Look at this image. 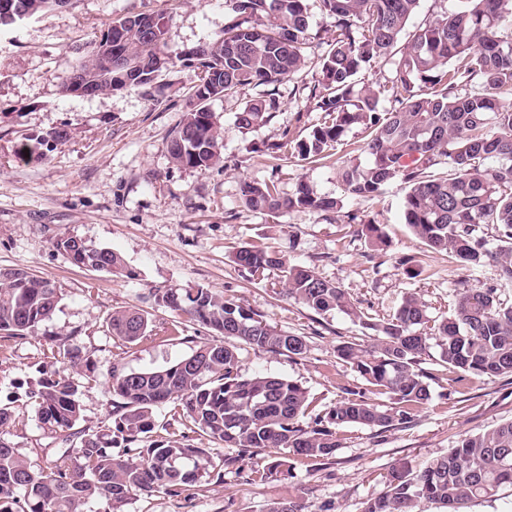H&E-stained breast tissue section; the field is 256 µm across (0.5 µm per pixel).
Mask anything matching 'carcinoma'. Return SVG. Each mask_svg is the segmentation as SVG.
I'll return each mask as SVG.
<instances>
[{
  "label": "carcinoma",
  "mask_w": 512,
  "mask_h": 512,
  "mask_svg": "<svg viewBox=\"0 0 512 512\" xmlns=\"http://www.w3.org/2000/svg\"><path fill=\"white\" fill-rule=\"evenodd\" d=\"M333 20L336 38L325 42L312 33L307 0H224L234 18L211 42L181 57L209 78L207 94L232 97L256 84L274 85L301 69L313 56L322 78L309 89L321 122L296 144L304 160L329 157L328 148L354 125L371 130L364 150L370 162H343L340 178L352 200L375 197L392 179L409 184L403 217L431 253H451L463 269L489 267L497 285L456 293L454 312L438 320L414 296L405 297L390 318L370 324L377 332L369 344L356 340L336 346V358L364 382L390 394L392 406L369 403L365 392L344 389L325 414L308 415L309 393L301 384L272 374L242 373L240 350L246 346L271 354L302 358L308 339L282 334L261 315L208 288H155V305L180 311L224 334L229 342L203 343L169 367L133 371L114 366L105 393L120 399L112 406V425L95 430L80 426L79 388L66 370L44 375L30 386L39 420L71 443L50 467L33 469L6 438L13 415L0 407V512H83L95 501L100 512H123L141 495L180 496L211 474L207 449L189 436L151 439L154 412L166 403L178 410L174 420L191 432L237 449L243 457L255 448H282L293 456L329 459L341 448L339 430L358 425L386 432L411 423L430 400L429 384L418 369L422 356L437 347L454 383L472 376L512 375V302L500 288L512 284V0H454L435 22L417 32L400 56L394 47L419 0H321ZM169 29L146 38L126 31L118 44L129 73V86L149 93L161 47ZM392 60L391 76L371 90L356 87L357 74L377 59ZM102 93L114 84L97 43L76 65ZM173 132L169 154L181 167L207 170L222 162L223 132L216 116L199 103ZM390 108L379 111L380 99ZM274 102L252 100L237 113L241 129H255L268 118ZM67 126L30 136L19 158L40 161L68 140ZM444 164L447 178L425 170ZM244 205L276 213L307 209L339 212V198L318 195L305 183L282 195L273 182H245ZM494 235H489V230ZM362 236L374 251L388 242L380 225L363 224ZM56 249L77 266H100L113 274L126 270L123 257L74 237L59 238ZM235 262L253 278L279 271L288 296L319 314L340 311L360 320L362 312L335 283L313 269L254 244L236 251ZM61 300L49 280L22 267H0V338L29 335L49 319ZM148 312L129 308L112 313V337L134 344L147 335ZM55 354L78 359L90 381L95 363L69 344ZM292 476L278 458L251 471L249 484ZM512 486V421L486 432L462 436L448 454L418 470L392 467L384 488L364 502L362 512H425L437 504L460 512L469 501H493L500 488Z\"/></svg>",
  "instance_id": "carcinoma-1"
}]
</instances>
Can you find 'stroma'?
Listing matches in <instances>:
<instances>
[{
	"instance_id": "obj_1",
	"label": "stroma",
	"mask_w": 512,
	"mask_h": 512,
	"mask_svg": "<svg viewBox=\"0 0 512 512\" xmlns=\"http://www.w3.org/2000/svg\"><path fill=\"white\" fill-rule=\"evenodd\" d=\"M141 12L166 14L163 54L174 61L217 38L231 19L224 0H71L0 27V267L27 268L61 292L56 311L35 333L0 339V406L13 411L10 439L36 469L50 465L61 443L43 428L26 392L39 372L54 371L49 356L60 339L96 364L93 387L83 368L70 371L82 387L83 423L92 428L112 422L102 388L112 365L159 369L200 343L223 342L219 332L186 315L153 306L154 288H208L241 302L282 333L309 337L310 350L302 359L250 349L241 358L246 373L301 383L310 394V413L327 411L342 388L362 386L358 374L337 360L336 346L369 341L372 330L341 312L321 315L288 297L278 274L251 280L233 261L240 248L262 243L290 263L315 268L344 289L365 316L378 320L409 295L422 301L430 316H449L456 289L488 287L493 276L488 268L463 272L451 255L428 254L403 221L408 186L401 180L388 182L376 198L346 199L339 167L349 158L368 162L362 129L346 132L332 157L317 164L286 163L271 153L283 137L305 139L321 118L307 91L321 77L317 60H308L277 86H250L237 96L213 99L210 107L224 129L223 161L202 171L175 165L168 153L170 137L193 103L194 69L175 62L148 95L132 87L94 98L62 95V81L108 25ZM271 96L277 106L266 124L254 130L237 126L236 115L250 100ZM64 124L71 136L46 160L18 159L25 137ZM246 181L275 182L284 194L303 181L317 194L342 198L344 206L327 215L250 211L240 201ZM351 213L357 223H347ZM368 220L383 225L385 250H371L362 236L359 224ZM60 237L119 253L125 273L74 265L55 248ZM422 255L427 268L407 275L403 259ZM132 306L150 311L152 330L126 345L113 339L106 322L113 311ZM421 368L435 377L431 399L408 427L384 433L346 427L335 457L292 459V479L258 486L248 482L251 467L281 457V449H254L249 461L228 469L223 462L232 449L197 436L194 445L223 466L222 476L204 478L180 497H139L126 512H266L280 499L299 502L307 512L324 504L331 512H361L392 467L419 468L447 454L462 435L512 421V376L475 378L456 388L434 349Z\"/></svg>"
}]
</instances>
